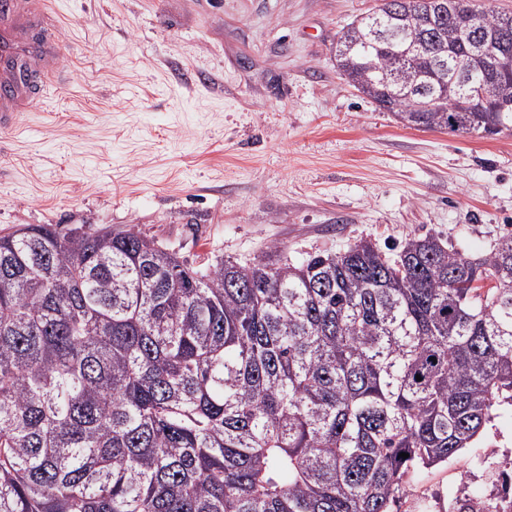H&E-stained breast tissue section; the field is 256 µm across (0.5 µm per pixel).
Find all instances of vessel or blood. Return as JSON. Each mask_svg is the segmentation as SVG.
Returning <instances> with one entry per match:
<instances>
[{
  "instance_id": "1",
  "label": "vessel or blood",
  "mask_w": 512,
  "mask_h": 512,
  "mask_svg": "<svg viewBox=\"0 0 512 512\" xmlns=\"http://www.w3.org/2000/svg\"><path fill=\"white\" fill-rule=\"evenodd\" d=\"M49 0H0V128L21 132L19 113L53 86L64 46Z\"/></svg>"
}]
</instances>
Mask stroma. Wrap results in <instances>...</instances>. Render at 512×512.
Segmentation results:
<instances>
[{"mask_svg":"<svg viewBox=\"0 0 512 512\" xmlns=\"http://www.w3.org/2000/svg\"><path fill=\"white\" fill-rule=\"evenodd\" d=\"M379 0H54L60 84L0 131V234L109 227L202 267L440 235L470 254L512 231V132L408 128L336 66ZM512 462V406L392 512H453Z\"/></svg>","mask_w":512,"mask_h":512,"instance_id":"35a3bbf8","label":"stroma"}]
</instances>
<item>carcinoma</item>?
<instances>
[{
  "label": "carcinoma",
  "instance_id": "1",
  "mask_svg": "<svg viewBox=\"0 0 512 512\" xmlns=\"http://www.w3.org/2000/svg\"><path fill=\"white\" fill-rule=\"evenodd\" d=\"M383 2L388 41L340 32L345 79L406 127L512 128L511 14ZM273 253L0 235V512H390L512 405V232Z\"/></svg>",
  "mask_w": 512,
  "mask_h": 512
}]
</instances>
